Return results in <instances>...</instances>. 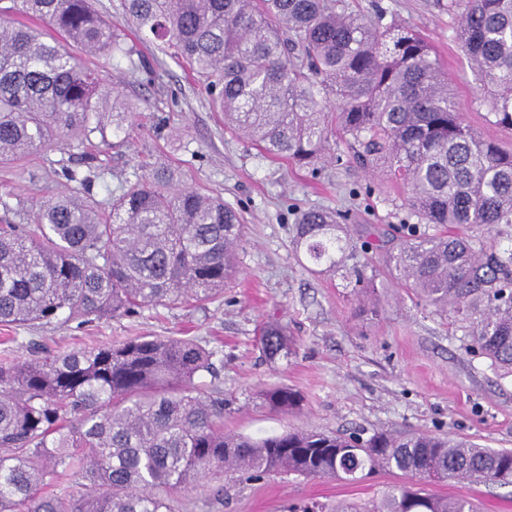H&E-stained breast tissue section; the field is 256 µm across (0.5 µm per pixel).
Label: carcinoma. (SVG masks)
<instances>
[{
  "label": "carcinoma",
  "instance_id": "carcinoma-1",
  "mask_svg": "<svg viewBox=\"0 0 512 512\" xmlns=\"http://www.w3.org/2000/svg\"><path fill=\"white\" fill-rule=\"evenodd\" d=\"M456 38L495 123L512 128V0H449ZM122 21L94 0H0V164L67 144L87 146L134 125L69 45L136 66L122 23L205 82L224 123L268 154L308 167L338 130L365 168L404 189L417 223L387 252L421 298L473 321L471 352L512 368V237L420 232L421 224L512 226V152L463 123L430 46L399 22L381 25L345 0H120ZM335 97L338 110L325 111ZM71 192L38 206L4 205L0 323L86 324L143 306L212 301L237 264L244 234L217 196L169 188L157 166L126 191L90 200L102 172L63 161ZM296 245L334 272L357 251L338 216H298ZM288 357L284 335L260 338ZM213 352L193 338L137 336L118 344L0 364V512H171L172 494L234 471L356 483L374 470L410 478L367 503L338 500L291 512H478L466 497L425 492L443 479L512 484V451L417 432L290 429L260 438L224 431V398L196 379L218 378ZM288 412L300 395L263 391Z\"/></svg>",
  "mask_w": 512,
  "mask_h": 512
}]
</instances>
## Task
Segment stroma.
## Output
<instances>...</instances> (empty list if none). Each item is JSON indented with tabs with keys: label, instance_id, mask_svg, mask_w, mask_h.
<instances>
[{
	"label": "stroma",
	"instance_id": "stroma-1",
	"mask_svg": "<svg viewBox=\"0 0 512 512\" xmlns=\"http://www.w3.org/2000/svg\"><path fill=\"white\" fill-rule=\"evenodd\" d=\"M443 2L348 0L354 13L401 22L424 37L466 123L512 151V130L494 125L481 103L456 40V16ZM128 40L139 52L135 61L86 59L140 114L131 133H113L99 152L105 176L94 190L101 199L127 190L145 158L169 165L177 188L220 195L240 213L247 230L237 247L238 273L220 298L202 306H149L89 324L0 325V359L21 363L133 336H190L215 352L225 431L263 437L294 427L368 435L404 429L512 450V373L471 354L456 315L403 288L383 261L407 217L400 189L360 166L337 135L312 170L263 153L225 127L198 76L149 37L132 33ZM68 156L62 146L0 166V193L14 191L33 206L67 193L68 182L51 163ZM312 209L347 213L345 232L354 242L370 241L371 249L357 251L335 274L313 273L312 261L293 247L296 217ZM361 266L377 286L368 298L355 286L353 270ZM270 322L286 328L288 358L263 354L259 335ZM278 385L300 393L297 409L285 413L261 398L262 390ZM401 480L400 473L384 471L357 484L275 474L221 487L202 482L177 500L179 512H287L341 498L364 502ZM431 490L474 499L481 512H512L511 484L448 480Z\"/></svg>",
	"mask_w": 512,
	"mask_h": 512
}]
</instances>
